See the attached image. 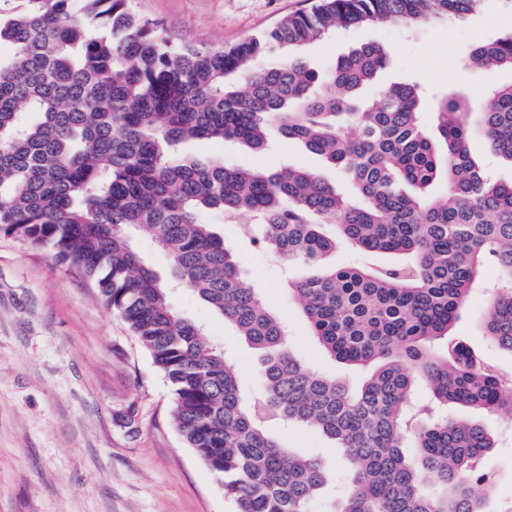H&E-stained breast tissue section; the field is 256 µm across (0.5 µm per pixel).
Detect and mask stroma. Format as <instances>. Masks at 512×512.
<instances>
[{"label": "stroma", "mask_w": 512, "mask_h": 512, "mask_svg": "<svg viewBox=\"0 0 512 512\" xmlns=\"http://www.w3.org/2000/svg\"><path fill=\"white\" fill-rule=\"evenodd\" d=\"M141 16L160 22L178 43L228 48L307 10L312 0H132ZM512 31V8L486 0L482 11L448 25L411 29L379 24L312 44L308 56L324 66L357 41L388 46L390 62L380 85L409 79L429 94L450 88L484 102L493 87L512 82V71L465 68L469 49ZM201 159L223 157L239 166L314 165L298 144L274 145L258 154L234 144L202 140L188 145ZM225 242L238 250L250 281L287 326L286 346L314 370L342 378L350 388L366 380L365 368L331 360L315 343L289 288L305 275L285 270L251 243L248 225L211 218ZM498 281L486 266L455 321L452 334L484 362L512 372V355L484 336L480 318ZM172 304L224 347L242 388L262 385L257 352L233 326L186 288ZM174 397L165 374L127 324L100 303L93 284L49 251L0 236V512H238L215 474L184 441L173 417ZM451 416L485 423L494 446L485 461L492 507L512 505V420L452 406ZM286 447L322 457L347 489L338 452L317 432L268 422Z\"/></svg>", "instance_id": "35a3bbf8"}]
</instances>
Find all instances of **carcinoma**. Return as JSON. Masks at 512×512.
Returning <instances> with one entry per match:
<instances>
[{
    "mask_svg": "<svg viewBox=\"0 0 512 512\" xmlns=\"http://www.w3.org/2000/svg\"><path fill=\"white\" fill-rule=\"evenodd\" d=\"M19 2L0 18V235L94 281L168 378L180 432L240 512H308L331 478L265 431L222 348L171 305L174 286L262 352L260 405L321 432L351 466L348 492L326 512H490L475 487L489 482L491 432L452 417L416 425L412 394L419 373L441 404L512 415V374L480 365L449 334L492 264L500 286L482 329L512 355V182L468 149L473 119L489 151L512 162V83L476 107L448 90L432 105V137L419 84L363 96L388 64L385 45L357 42L324 68L304 54L338 30L465 21L484 0H320L229 50L173 43L131 0ZM269 44L285 56L262 64ZM466 65L512 70V32L475 46ZM274 138L299 143L340 182L182 151L212 140L263 153ZM212 211L259 225L253 244L287 265L321 266L338 239L403 256L325 268L291 287L328 356L374 366L358 390L284 347L283 318L206 222ZM140 230L168 255L166 271L134 246Z\"/></svg>",
    "mask_w": 512,
    "mask_h": 512,
    "instance_id": "cac0c4a2",
    "label": "carcinoma"
}]
</instances>
